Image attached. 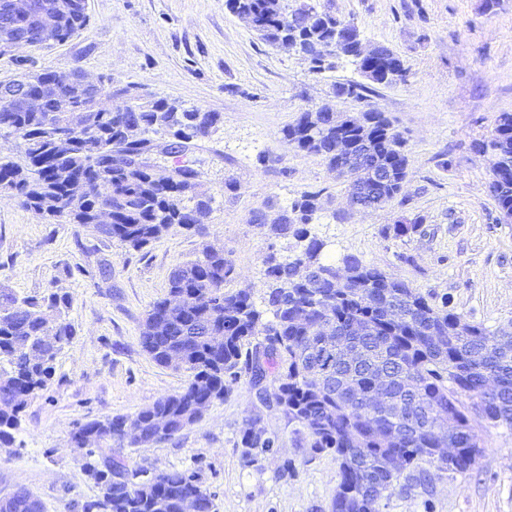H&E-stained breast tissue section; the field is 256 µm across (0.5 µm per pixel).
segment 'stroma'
Segmentation results:
<instances>
[{
	"label": "stroma",
	"mask_w": 512,
	"mask_h": 512,
	"mask_svg": "<svg viewBox=\"0 0 512 512\" xmlns=\"http://www.w3.org/2000/svg\"><path fill=\"white\" fill-rule=\"evenodd\" d=\"M352 23L363 43L392 49L405 82L371 85L364 100L336 97L334 83L361 81L348 59L318 74L308 60L261 39L224 0H87L84 31L49 48L0 56V82L30 70L135 84L221 117L192 156L200 189L214 196L202 233L172 228L135 251L92 226L37 219L0 191V289L18 297L68 295L76 335L59 354L46 389L28 400L12 445L0 447V497L26 487L43 512H84L97 500L73 431L107 416H131L179 391L183 375L158 366L140 333L167 278L203 244L223 248L235 267L228 290L262 296L264 259L286 240L252 222L304 192L322 204L309 229L328 261L354 255L408 282L430 302L489 328L512 325V220L491 192L492 158L478 152L500 113H512V0H316ZM327 104L353 114L376 107L406 141L409 176L396 199L374 211L350 209L347 180L318 156L296 151L280 131ZM275 157L267 167L264 156ZM419 222L416 233L392 227ZM255 422L271 447L244 464L242 438ZM472 424L484 452L458 475L433 471L430 487L394 490L383 512H512V430ZM303 428L261 402L247 378L230 383L173 440L113 449L152 471L195 474L214 512H332L339 484L333 453L307 447Z\"/></svg>",
	"instance_id": "stroma-1"
}]
</instances>
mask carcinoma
Segmentation results:
<instances>
[{
	"label": "carcinoma",
	"instance_id": "obj_1",
	"mask_svg": "<svg viewBox=\"0 0 512 512\" xmlns=\"http://www.w3.org/2000/svg\"><path fill=\"white\" fill-rule=\"evenodd\" d=\"M234 15L247 16L260 36L289 49L290 34L305 37L311 51V69L322 73L335 68L329 46L336 43L347 23L322 13L316 30H299L302 5L290 0H225ZM87 26L86 4L78 0L77 11L57 24L60 41H66ZM375 83L392 86L405 81L407 69L399 56L381 59ZM80 71L58 74L49 70L27 74L31 93L41 100V110L29 112L19 105L0 103V134L24 139L17 160L0 157V189L14 193L23 207L41 220L67 224H90L98 210L112 211V224L104 237L142 250L163 237L172 227L200 230L189 223L191 213L210 211L214 198L197 190L195 171L178 170L171 182L153 177L156 166L144 160L151 142L172 131L187 139L183 147L198 149L219 123L215 112H197L166 98L147 105L122 103L104 112L82 114L86 137L63 145L58 134L71 121L61 111L66 103L74 110L88 107ZM336 94L364 98L366 86L338 83ZM372 121V138L360 150V165L380 170L387 181L373 189L347 176L348 192L361 201L378 193L393 200L409 174L406 142L385 113L373 108L364 113ZM290 147L321 157L336 166L338 147L358 138L356 128L336 124L334 112L305 111L281 130ZM481 150L492 152V170L502 179L490 188L500 210L512 212V113L498 116L493 137ZM82 174L85 191L75 195L69 188L72 176ZM108 179L110 191H99ZM318 195L304 192L285 209L291 220L269 225L279 238H292L296 251L277 263L265 260L266 292L261 302L254 295L230 292L224 285L234 277V266L224 250L205 244L192 260L175 266L168 275V292L185 296L186 305L167 311L162 298L147 311L144 324L156 318L166 322L161 336H140V343L159 366L186 377L183 388L157 399L136 416L148 423L163 416L174 434L200 419L196 410L202 401L224 400L228 391L224 378L236 381L246 375L250 386L267 391L289 419L306 431L308 445L328 451L339 462L340 481L332 512H380L382 502L409 479L426 487L428 467L466 474L482 456V440L471 423V408L483 399L486 421L512 429V334L465 321V331L455 332L464 316L436 308L407 283L388 276L378 267L355 256L342 259L352 275L345 288H338L326 274L336 265L322 259L325 243L311 234L319 210ZM71 302L56 292L19 298L0 292V446L14 442L20 429L27 399L50 381L55 361L76 331L67 317ZM404 308L405 320L392 324L389 309ZM331 312L329 335L316 328ZM369 332L360 336L356 326ZM51 328L56 342L42 336ZM224 337L216 346L211 337ZM354 350L351 361L347 352ZM384 370L392 378V399L402 402L400 413L391 418L381 410L364 409L373 373ZM493 372L498 386L483 389V377ZM453 420L448 435L456 456L447 464L436 459L442 426ZM118 416L95 419L81 426L98 436V447H133L117 430ZM394 432L395 443L387 446L383 436ZM90 460L85 469L97 486L108 493L85 506V512H157L155 499L166 503L164 512H181L182 500L195 495L202 512H213L211 495L194 475L172 470L164 483L141 484L146 468L124 458L103 456Z\"/></svg>",
	"mask_w": 512,
	"mask_h": 512
}]
</instances>
